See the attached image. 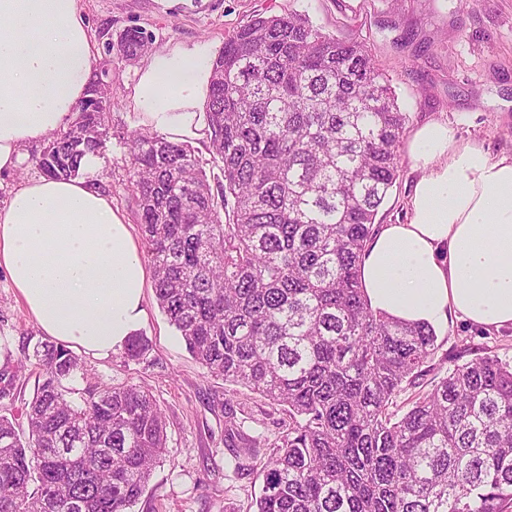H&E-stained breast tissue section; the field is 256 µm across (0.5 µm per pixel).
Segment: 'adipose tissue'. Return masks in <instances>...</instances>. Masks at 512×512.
Instances as JSON below:
<instances>
[{"label":"adipose tissue","mask_w":512,"mask_h":512,"mask_svg":"<svg viewBox=\"0 0 512 512\" xmlns=\"http://www.w3.org/2000/svg\"><path fill=\"white\" fill-rule=\"evenodd\" d=\"M81 0H0V173L24 148L66 131L94 79ZM202 47L153 53L136 109L180 132L197 118L209 77ZM418 171L408 219L368 243L361 281L370 306L392 317L487 329L512 327V156L459 145L447 123L412 135ZM0 270L40 330L105 358L145 319L147 270L111 196L77 178L22 183L0 207Z\"/></svg>","instance_id":"obj_1"}]
</instances>
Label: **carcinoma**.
<instances>
[{"mask_svg":"<svg viewBox=\"0 0 512 512\" xmlns=\"http://www.w3.org/2000/svg\"><path fill=\"white\" fill-rule=\"evenodd\" d=\"M149 44L119 35L129 61ZM97 91L36 155L44 175L100 155ZM205 117L219 191L187 144L134 131L133 192L158 306L189 354L288 412L253 512H512L511 364L487 348L399 413L438 345L430 324L374 311L360 281L407 122L366 47L258 14L213 60ZM148 350L136 333L124 355ZM31 359L27 430L0 415V512H129L166 452L155 398L123 385L76 402L81 359L39 340L17 358L0 347V402ZM224 414L240 469L256 440Z\"/></svg>","mask_w":512,"mask_h":512,"instance_id":"cac0c4a2","label":"carcinoma"}]
</instances>
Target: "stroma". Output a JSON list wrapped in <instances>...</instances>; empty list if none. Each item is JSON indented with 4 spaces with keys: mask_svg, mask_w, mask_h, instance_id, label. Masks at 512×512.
<instances>
[{
    "mask_svg": "<svg viewBox=\"0 0 512 512\" xmlns=\"http://www.w3.org/2000/svg\"><path fill=\"white\" fill-rule=\"evenodd\" d=\"M94 47V81L112 100L109 129L100 157L81 177L107 192L112 206L140 237L137 201L130 180L126 145L135 130L156 124L132 107L145 65L110 50L120 32L144 29L151 51L206 46L217 55L227 37L254 15H305L322 32L363 43L389 77L407 131L438 120L455 131L459 144L482 145L492 157L512 155V0H82ZM379 210L377 224H402L417 171L409 157ZM150 342L138 361L122 353L85 357L87 376L73 383L78 392L99 385L136 384L157 400L167 427V452L132 512H253L262 486L261 467L288 415L243 386L211 376L186 351L179 332L146 288ZM440 344L432 364L442 377L448 357L484 349L512 362V328L500 331L454 320L437 328ZM42 331L27 314L5 272H0V345L21 354ZM233 402L245 433L257 437L258 456L237 469L224 437V404Z\"/></svg>",
    "mask_w": 512,
    "mask_h": 512,
    "instance_id": "35a3bbf8",
    "label": "stroma"
}]
</instances>
